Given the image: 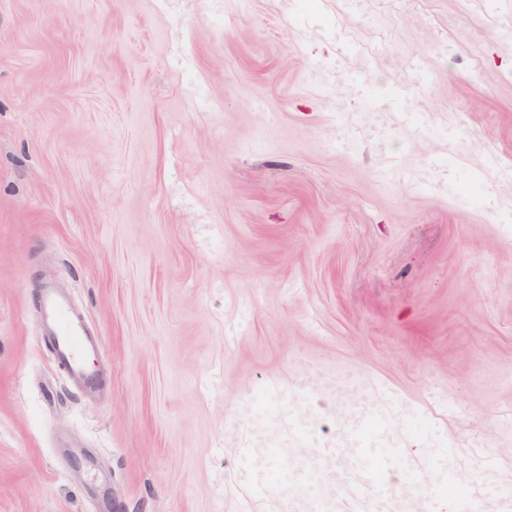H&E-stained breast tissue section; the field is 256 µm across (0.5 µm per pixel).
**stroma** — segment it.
Here are the masks:
<instances>
[{
  "label": "stroma",
  "instance_id": "obj_1",
  "mask_svg": "<svg viewBox=\"0 0 512 512\" xmlns=\"http://www.w3.org/2000/svg\"><path fill=\"white\" fill-rule=\"evenodd\" d=\"M262 391L285 464L512 467V0H0V512H258ZM40 310L51 325L60 362L83 386L95 388L99 375L89 357L99 350L100 342L86 336L82 318L72 311L64 297L55 292L48 290L42 295ZM244 453L252 466V477L242 486L244 493L250 498L267 500L268 503L277 501L279 494L273 488L269 487L265 477V472L268 467H258L255 465V461L261 459L263 455H257L255 448H244ZM255 481L258 482L261 487H253Z\"/></svg>",
  "mask_w": 512,
  "mask_h": 512
}]
</instances>
